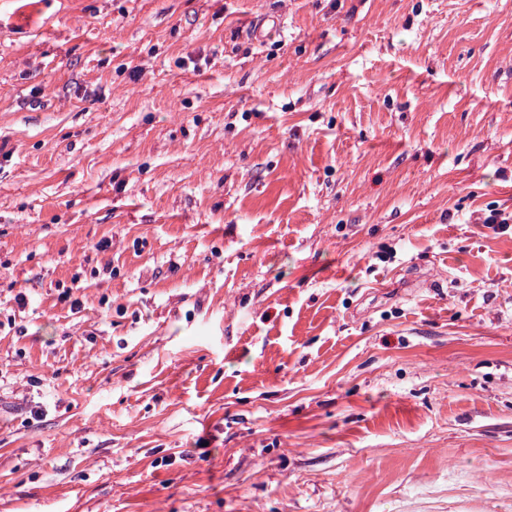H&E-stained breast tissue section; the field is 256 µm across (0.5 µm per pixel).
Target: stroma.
I'll use <instances>...</instances> for the list:
<instances>
[{"label":"stroma","instance_id":"35a3bbf8","mask_svg":"<svg viewBox=\"0 0 512 512\" xmlns=\"http://www.w3.org/2000/svg\"><path fill=\"white\" fill-rule=\"evenodd\" d=\"M512 0H0V512H512Z\"/></svg>","mask_w":512,"mask_h":512}]
</instances>
